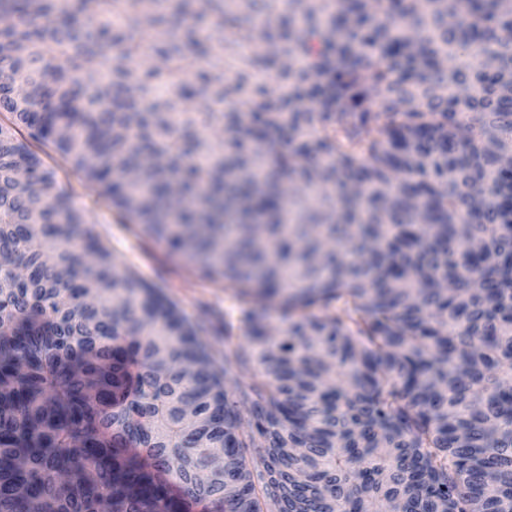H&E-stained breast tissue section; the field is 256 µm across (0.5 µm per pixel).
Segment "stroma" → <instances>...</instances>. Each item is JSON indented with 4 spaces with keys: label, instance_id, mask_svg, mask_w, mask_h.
<instances>
[{
    "label": "stroma",
    "instance_id": "stroma-1",
    "mask_svg": "<svg viewBox=\"0 0 512 512\" xmlns=\"http://www.w3.org/2000/svg\"><path fill=\"white\" fill-rule=\"evenodd\" d=\"M19 138L38 154L58 187L70 193L73 203L84 209L103 244L131 265L144 281L162 288L189 317L205 321L210 327L207 343L212 349H223L224 337L219 328L224 324L225 309L236 303L235 290L217 288L198 279L164 244L144 235L133 221L119 219L99 197L97 187L85 183L52 144L31 141L24 131Z\"/></svg>",
    "mask_w": 512,
    "mask_h": 512
}]
</instances>
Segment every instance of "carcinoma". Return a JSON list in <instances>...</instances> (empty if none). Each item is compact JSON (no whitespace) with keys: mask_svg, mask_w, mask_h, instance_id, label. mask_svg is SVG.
Masks as SVG:
<instances>
[{"mask_svg":"<svg viewBox=\"0 0 512 512\" xmlns=\"http://www.w3.org/2000/svg\"><path fill=\"white\" fill-rule=\"evenodd\" d=\"M278 4L0 0V512H512V0ZM21 127L237 291L223 360Z\"/></svg>","mask_w":512,"mask_h":512,"instance_id":"obj_1","label":"carcinoma"}]
</instances>
